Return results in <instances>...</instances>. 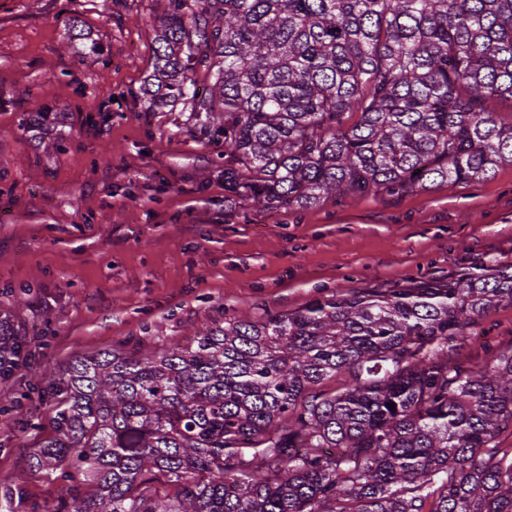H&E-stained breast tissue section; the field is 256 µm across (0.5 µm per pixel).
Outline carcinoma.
<instances>
[{
    "label": "carcinoma",
    "instance_id": "carcinoma-1",
    "mask_svg": "<svg viewBox=\"0 0 512 512\" xmlns=\"http://www.w3.org/2000/svg\"><path fill=\"white\" fill-rule=\"evenodd\" d=\"M149 109L182 103L224 143V192L259 210L471 184L512 164V0H169ZM512 304V266L355 288L112 349L57 378L29 455L53 512H512V343L470 328ZM346 374L335 393L319 387ZM394 407H388V404Z\"/></svg>",
    "mask_w": 512,
    "mask_h": 512
}]
</instances>
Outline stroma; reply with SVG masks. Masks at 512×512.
Masks as SVG:
<instances>
[{"instance_id": "obj_1", "label": "stroma", "mask_w": 512, "mask_h": 512, "mask_svg": "<svg viewBox=\"0 0 512 512\" xmlns=\"http://www.w3.org/2000/svg\"><path fill=\"white\" fill-rule=\"evenodd\" d=\"M168 0H0V309L41 372L206 321L288 312L325 292L512 264V165L476 184L269 213L224 197V146L181 107L150 111ZM103 56L87 53L90 44ZM57 119L26 129L35 105ZM109 119L88 126L87 116ZM56 400L0 381V487L52 436ZM25 475V474H24Z\"/></svg>"}]
</instances>
